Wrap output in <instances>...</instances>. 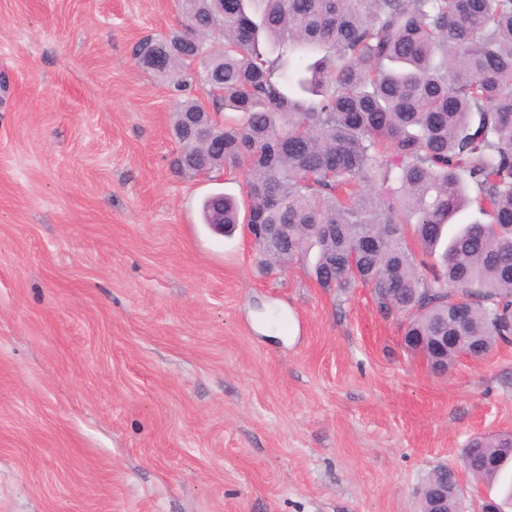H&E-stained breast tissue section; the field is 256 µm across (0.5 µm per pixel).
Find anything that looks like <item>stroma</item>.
<instances>
[{"label": "stroma", "mask_w": 512, "mask_h": 512, "mask_svg": "<svg viewBox=\"0 0 512 512\" xmlns=\"http://www.w3.org/2000/svg\"><path fill=\"white\" fill-rule=\"evenodd\" d=\"M176 0H0V512H418L512 433V345L447 375L369 288L264 270L177 173L135 59ZM445 477L448 479L447 484H439L433 482L430 485L429 494L432 512H444L443 507L448 503V484H453L458 487V493H456L457 499L455 501H449V507L455 508L457 503H459L460 486L456 474H454V469L452 467L448 466V468L446 469L443 467L433 468L428 473L425 480L438 481L444 479Z\"/></svg>", "instance_id": "35a3bbf8"}]
</instances>
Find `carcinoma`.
Masks as SVG:
<instances>
[{
	"instance_id": "1",
	"label": "carcinoma",
	"mask_w": 512,
	"mask_h": 512,
	"mask_svg": "<svg viewBox=\"0 0 512 512\" xmlns=\"http://www.w3.org/2000/svg\"><path fill=\"white\" fill-rule=\"evenodd\" d=\"M186 25L147 36L134 55L177 92L174 121L224 116L223 170L242 173L244 208L202 204L224 229L288 225V252L267 271L315 253L336 264V290L371 288L403 344L465 335L487 354L512 342V0H178ZM169 57L152 61L156 45ZM203 66L192 92L193 60ZM481 218L451 224L466 206ZM374 237L380 247L365 252ZM512 460L509 435L462 450L464 470L492 483Z\"/></svg>"
}]
</instances>
